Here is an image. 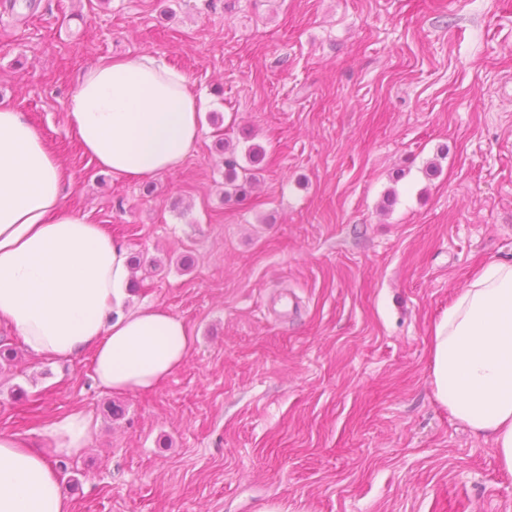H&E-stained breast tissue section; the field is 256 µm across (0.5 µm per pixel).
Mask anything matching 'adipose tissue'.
Returning <instances> with one entry per match:
<instances>
[{
	"label": "adipose tissue",
	"mask_w": 512,
	"mask_h": 512,
	"mask_svg": "<svg viewBox=\"0 0 512 512\" xmlns=\"http://www.w3.org/2000/svg\"><path fill=\"white\" fill-rule=\"evenodd\" d=\"M204 104L162 56H107L79 75L66 119L91 161L134 181L183 166L203 133ZM67 178L38 129L0 104V323L41 357L91 352L95 379L112 393L153 388L186 359L194 338L161 307L127 309L128 252L62 206ZM429 349L436 399L491 440L512 474V261L473 271L433 324ZM91 435L79 412L53 422L34 446L0 434V512H69L51 458L79 453Z\"/></svg>",
	"instance_id": "ef3b65f1"
}]
</instances>
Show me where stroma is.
I'll return each instance as SVG.
<instances>
[{"label": "stroma", "mask_w": 512, "mask_h": 512, "mask_svg": "<svg viewBox=\"0 0 512 512\" xmlns=\"http://www.w3.org/2000/svg\"><path fill=\"white\" fill-rule=\"evenodd\" d=\"M153 52L204 94L181 167L101 171L66 123L80 73ZM0 102L74 176L64 205L123 245L129 307L195 344L118 395L0 325V432L73 411L71 512H512L490 440L436 400L429 331L512 258V0H0ZM263 149L225 198L221 139Z\"/></svg>", "instance_id": "1"}]
</instances>
